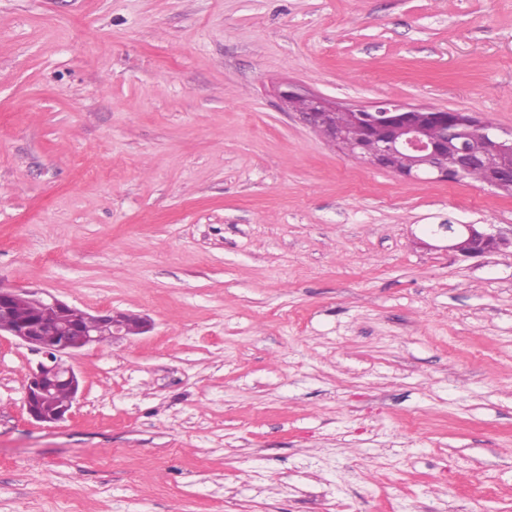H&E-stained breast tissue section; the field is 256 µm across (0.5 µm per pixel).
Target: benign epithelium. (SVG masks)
<instances>
[{"label": "benign epithelium", "instance_id": "benign-epithelium-1", "mask_svg": "<svg viewBox=\"0 0 512 512\" xmlns=\"http://www.w3.org/2000/svg\"><path fill=\"white\" fill-rule=\"evenodd\" d=\"M303 99L300 111L304 121L328 143L347 156L374 169L387 170V158L405 154L409 168L395 172L408 181H448V168L443 159L453 152L469 155L467 140L473 129L483 128L484 158L494 162L488 170L485 185L512 196V176L502 173L512 164V133L462 110L420 107L390 100L369 106L345 109L324 96L308 95L296 86L281 92L283 104L294 110L296 100ZM351 113L352 122L369 129L392 127L394 136L375 142L368 148L352 137L350 129L332 123V113ZM438 232L446 240L445 249L462 257H478L512 246V231L505 234L490 224H440ZM21 305L51 308L55 322L48 326L37 318L26 322L15 320ZM72 306L52 298L46 300L34 291L0 284V336H12L21 344L42 352L46 361L31 372L24 396L27 414L41 423H56L70 414L80 390V380L66 359L91 345L112 342L117 335L141 334L148 329L146 320L136 314L112 310L85 312L82 319H70ZM66 389L68 398L61 400L59 390Z\"/></svg>", "mask_w": 512, "mask_h": 512}]
</instances>
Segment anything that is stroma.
<instances>
[{
  "label": "stroma",
  "mask_w": 512,
  "mask_h": 512,
  "mask_svg": "<svg viewBox=\"0 0 512 512\" xmlns=\"http://www.w3.org/2000/svg\"><path fill=\"white\" fill-rule=\"evenodd\" d=\"M512 132V0H0V282L147 332L0 337V512H512V196L408 182L279 91ZM438 232L446 240V250L466 258L496 253L512 246V229L508 236L501 230H494L491 224H441ZM21 305L51 308L56 313L55 322L47 326L37 318L50 315L42 310L17 311ZM67 302L57 298L46 300L34 291L0 284V336H12L21 344L42 352L46 362L39 363L32 371L26 387L24 406L27 414L41 423H56L70 414L80 390V380L73 366L63 357L72 358L91 345L112 342L117 335L141 334L148 329L146 320L136 314L114 312L112 309L83 312L82 319L74 322ZM81 311L74 309L72 318L77 320ZM65 388L68 398L61 400L59 390Z\"/></svg>",
  "instance_id": "stroma-1"
}]
</instances>
